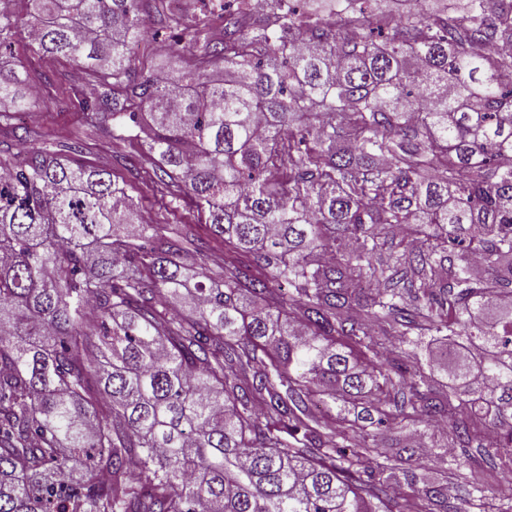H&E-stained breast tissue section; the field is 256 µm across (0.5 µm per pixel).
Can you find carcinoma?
I'll return each mask as SVG.
<instances>
[{
  "instance_id": "cac0c4a2",
  "label": "carcinoma",
  "mask_w": 512,
  "mask_h": 512,
  "mask_svg": "<svg viewBox=\"0 0 512 512\" xmlns=\"http://www.w3.org/2000/svg\"><path fill=\"white\" fill-rule=\"evenodd\" d=\"M26 2L0 45L95 73L80 109L148 132L131 167L224 267L104 169L0 164V512H470L512 478V0H224L220 39L166 0ZM153 15L193 69L139 67ZM32 97L0 72V120ZM441 416L444 468H406Z\"/></svg>"
}]
</instances>
